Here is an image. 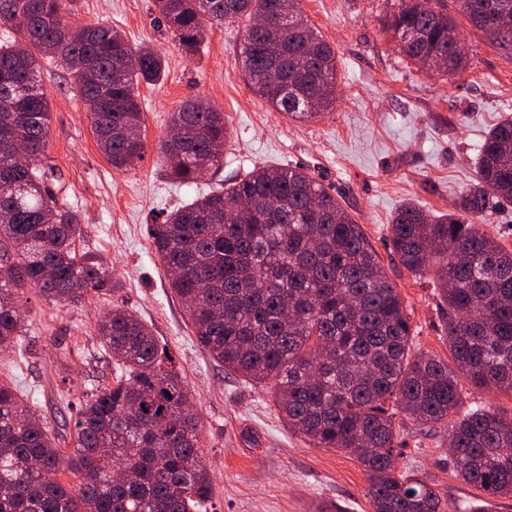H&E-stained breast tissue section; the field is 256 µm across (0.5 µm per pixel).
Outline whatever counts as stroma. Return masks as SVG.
I'll use <instances>...</instances> for the list:
<instances>
[{"mask_svg":"<svg viewBox=\"0 0 512 512\" xmlns=\"http://www.w3.org/2000/svg\"><path fill=\"white\" fill-rule=\"evenodd\" d=\"M395 2L302 0L336 52L337 99L321 117L298 122L251 91L242 65L246 20L210 28L189 55L158 22L152 0H77L76 22H112L131 47L158 52L165 71L159 82L139 87L145 152L127 171L113 169L99 152L64 66L41 73L51 98L49 156L81 217L76 247L101 257L120 284L70 307L20 291L21 347L0 352V382L30 402L60 448L73 447L80 399L112 376L95 325L123 305L167 348L193 395L213 484L206 512H371L366 471L355 455L310 445L288 429L268 389L225 371L199 347L147 227L253 168L304 166L361 225L408 309L416 348L449 359L437 301L395 256L389 222L408 201L448 212L470 185L488 129L512 117V55L462 18L466 70L449 77L425 69L400 54L383 26ZM196 98L223 112L230 137L222 166L183 185L168 177L158 144L172 113ZM399 443L398 469L430 478L447 512L474 500L475 489L448 464L446 435L407 423Z\"/></svg>","mask_w":512,"mask_h":512,"instance_id":"1","label":"stroma"}]
</instances>
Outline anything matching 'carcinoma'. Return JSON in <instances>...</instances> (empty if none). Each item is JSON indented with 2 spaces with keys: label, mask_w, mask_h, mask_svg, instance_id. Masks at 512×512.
<instances>
[{
  "label": "carcinoma",
  "mask_w": 512,
  "mask_h": 512,
  "mask_svg": "<svg viewBox=\"0 0 512 512\" xmlns=\"http://www.w3.org/2000/svg\"><path fill=\"white\" fill-rule=\"evenodd\" d=\"M75 0H0V348L18 341L19 289L66 306L116 289L103 265L80 255L76 212L59 204L46 171L51 106L42 61L68 65L99 151L126 170L145 150L138 86L163 60L134 49L106 20L70 21ZM399 0L384 26L424 67L468 65L455 14L512 54V0ZM187 53L214 25L259 14L246 29L243 67L253 92L292 120L336 102V53L301 0H154ZM224 113L188 100L159 152L182 184L223 164ZM512 203V119L493 126L456 210L413 202L390 224L401 265L426 278L443 306L452 361L415 349L403 301L359 224L299 166L259 167L150 225L172 292L187 305L198 344L224 368L270 388L288 428L315 448L359 458L373 512H445L434 484L395 468L396 418L448 432L455 474L481 491L468 512L512 497V415L478 405L474 389L512 394V251L479 228L493 202ZM96 335L115 361L112 383L86 395L74 448L0 383V512H201L212 483L201 464L191 392L150 328L119 306ZM70 473L76 483L60 475Z\"/></svg>",
  "instance_id": "1"
}]
</instances>
